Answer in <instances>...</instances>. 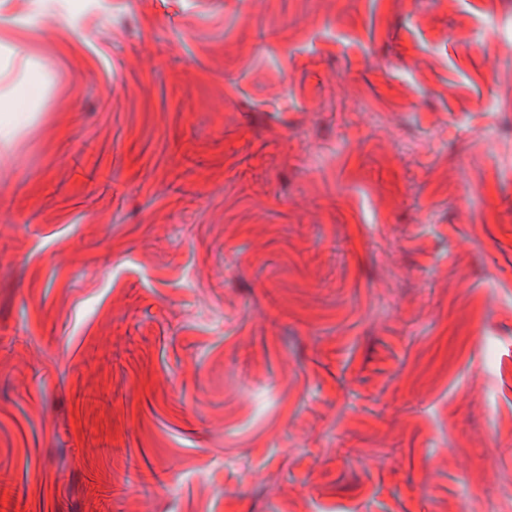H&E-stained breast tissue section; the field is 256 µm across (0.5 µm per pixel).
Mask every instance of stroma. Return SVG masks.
Here are the masks:
<instances>
[{
  "label": "stroma",
  "mask_w": 512,
  "mask_h": 512,
  "mask_svg": "<svg viewBox=\"0 0 512 512\" xmlns=\"http://www.w3.org/2000/svg\"><path fill=\"white\" fill-rule=\"evenodd\" d=\"M512 0H0V512H512ZM31 87L26 80L13 83L0 94V137L9 140L20 130L27 120L22 105L30 98Z\"/></svg>",
  "instance_id": "obj_1"
}]
</instances>
